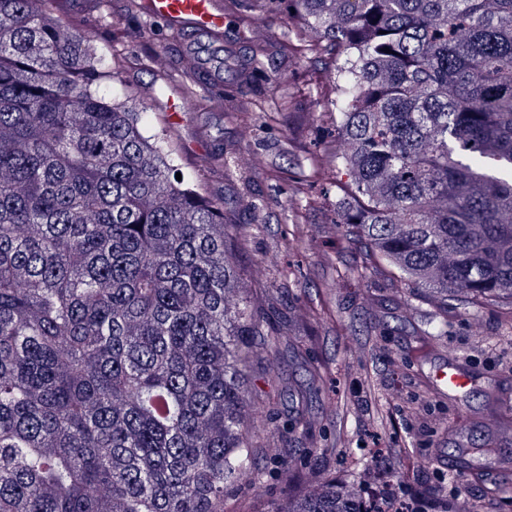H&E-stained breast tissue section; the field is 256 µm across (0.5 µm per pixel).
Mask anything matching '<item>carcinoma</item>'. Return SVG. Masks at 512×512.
<instances>
[{
	"label": "carcinoma",
	"instance_id": "carcinoma-1",
	"mask_svg": "<svg viewBox=\"0 0 512 512\" xmlns=\"http://www.w3.org/2000/svg\"><path fill=\"white\" fill-rule=\"evenodd\" d=\"M331 56L345 238L442 312L512 304V0H289ZM54 0H0V512H224L261 482V297L224 204L101 91L112 59ZM260 512H378L264 449ZM282 489L274 464H268L263 481L254 485L249 479L235 482L224 489V512H250L277 498Z\"/></svg>",
	"mask_w": 512,
	"mask_h": 512
}]
</instances>
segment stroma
<instances>
[{
  "instance_id": "stroma-1",
  "label": "stroma",
  "mask_w": 512,
  "mask_h": 512,
  "mask_svg": "<svg viewBox=\"0 0 512 512\" xmlns=\"http://www.w3.org/2000/svg\"><path fill=\"white\" fill-rule=\"evenodd\" d=\"M55 12L89 29L117 73L106 92L141 100L154 129H167L185 172L224 204L249 287L261 292L266 326L302 323L282 342L274 369L257 360L249 396L260 408L253 442L280 443L295 412L325 405L309 435H293L292 466L303 478L332 448L329 469L351 480L356 462L388 455L404 498L424 483L465 486L470 512H512L502 496L512 480V431L491 426V409L512 403V307L484 306L471 324L467 306L448 307V333L422 331L437 310L366 259L336 223L339 177L312 167L336 139L322 113L333 87L328 59L299 40L289 0H224L220 39L176 34L150 24L128 0H57ZM151 27L149 43L126 31ZM188 93L173 121L170 96ZM459 363L476 376L462 395L434 375ZM274 466L263 481L224 491V512H257L279 496Z\"/></svg>"
}]
</instances>
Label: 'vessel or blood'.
Instances as JSON below:
<instances>
[{
	"label": "vessel or blood",
	"instance_id": "obj_1",
	"mask_svg": "<svg viewBox=\"0 0 512 512\" xmlns=\"http://www.w3.org/2000/svg\"><path fill=\"white\" fill-rule=\"evenodd\" d=\"M142 6L149 19L163 23L171 30L186 27L211 38L224 34L223 0H142ZM440 379L452 390L468 389L474 382L472 373L458 364L449 366Z\"/></svg>",
	"mask_w": 512,
	"mask_h": 512
}]
</instances>
